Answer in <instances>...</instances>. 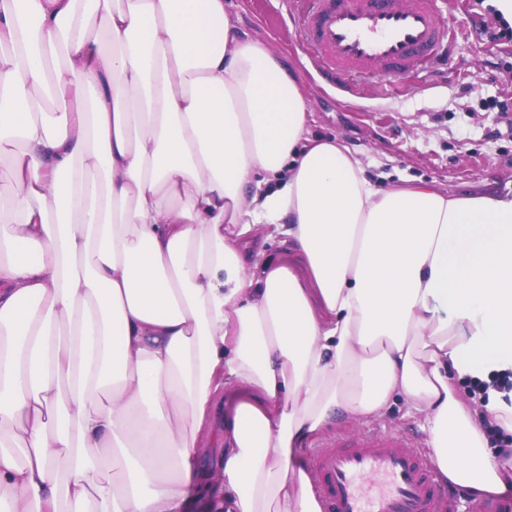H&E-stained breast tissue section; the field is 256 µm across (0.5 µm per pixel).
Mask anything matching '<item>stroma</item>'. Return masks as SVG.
<instances>
[{"instance_id":"1","label":"stroma","mask_w":512,"mask_h":512,"mask_svg":"<svg viewBox=\"0 0 512 512\" xmlns=\"http://www.w3.org/2000/svg\"><path fill=\"white\" fill-rule=\"evenodd\" d=\"M224 2L239 36L265 44L297 81L312 110L311 137L341 138L367 175L387 186L424 179L450 193L512 191V42L465 26L473 0L435 2L457 46L447 65L406 80L356 81L343 91L327 85L301 51L285 0ZM375 428L408 430L417 447L425 445L401 398L378 418L337 420L323 438ZM323 438L308 443L303 462Z\"/></svg>"}]
</instances>
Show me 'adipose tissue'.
Returning <instances> with one entry per match:
<instances>
[{"label":"adipose tissue","instance_id":"adipose-tissue-1","mask_svg":"<svg viewBox=\"0 0 512 512\" xmlns=\"http://www.w3.org/2000/svg\"><path fill=\"white\" fill-rule=\"evenodd\" d=\"M311 117L224 0H0V512H189L219 401L208 512H322L301 449L396 394L512 493V193L381 186Z\"/></svg>","mask_w":512,"mask_h":512}]
</instances>
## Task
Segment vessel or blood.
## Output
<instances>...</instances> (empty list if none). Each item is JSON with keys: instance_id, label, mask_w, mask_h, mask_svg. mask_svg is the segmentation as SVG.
Returning a JSON list of instances; mask_svg holds the SVG:
<instances>
[{"instance_id": "obj_1", "label": "vessel or blood", "mask_w": 512, "mask_h": 512, "mask_svg": "<svg viewBox=\"0 0 512 512\" xmlns=\"http://www.w3.org/2000/svg\"><path fill=\"white\" fill-rule=\"evenodd\" d=\"M303 50L336 87L447 64L453 46L432 0H288ZM325 512H442L448 490L405 433L336 438L313 457Z\"/></svg>"}]
</instances>
